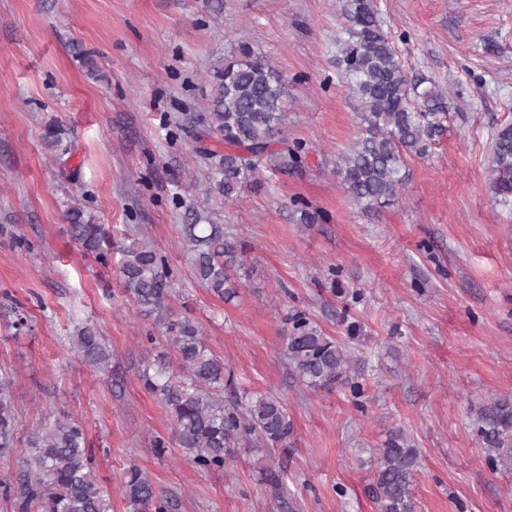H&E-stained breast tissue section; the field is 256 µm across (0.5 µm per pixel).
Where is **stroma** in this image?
Returning <instances> with one entry per match:
<instances>
[{
  "mask_svg": "<svg viewBox=\"0 0 512 512\" xmlns=\"http://www.w3.org/2000/svg\"><path fill=\"white\" fill-rule=\"evenodd\" d=\"M377 6L409 77L446 91L448 132L408 159L396 200L366 213L336 175L359 134L337 73L336 0H0V372L17 425L1 480H16L29 437L64 413L112 512H129L121 476L133 464L170 512H378L376 453L401 429L420 450L416 512H512V468H490L474 430L482 406L512 398V204L488 172L492 138L512 123V0ZM243 41L287 82L285 131L305 160L237 201L212 199V221L246 250L225 301L194 279L181 226L209 168L191 120ZM52 125L64 130L54 148ZM304 202L327 222L302 223ZM74 208L114 242L160 250L172 314L197 322L223 360L225 399L282 397L288 447L245 444L203 471L172 443L170 412L142 381L171 348L117 266L69 236ZM296 309L351 349L362 396L293 377L282 345ZM86 325L108 369L74 349ZM157 436L171 441L161 455Z\"/></svg>",
  "mask_w": 512,
  "mask_h": 512,
  "instance_id": "35a3bbf8",
  "label": "stroma"
}]
</instances>
